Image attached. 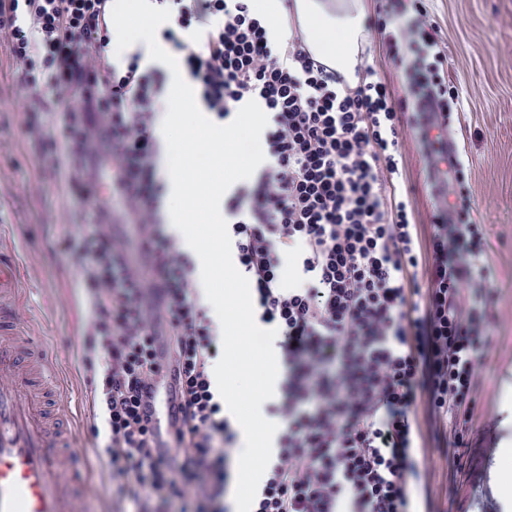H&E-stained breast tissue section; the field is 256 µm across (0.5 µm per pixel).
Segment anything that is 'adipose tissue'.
<instances>
[{"label": "adipose tissue", "instance_id": "adipose-tissue-1", "mask_svg": "<svg viewBox=\"0 0 512 512\" xmlns=\"http://www.w3.org/2000/svg\"><path fill=\"white\" fill-rule=\"evenodd\" d=\"M293 5L309 49L316 56L333 60L337 72L349 84H357V59L368 35L364 0H293ZM171 191L181 206L168 214L169 232L175 248L183 251L194 246L184 231L185 224H202L208 219L205 212L192 208V201L215 196L221 193L222 187L192 171L174 180Z\"/></svg>", "mask_w": 512, "mask_h": 512}]
</instances>
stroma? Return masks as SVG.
Listing matches in <instances>:
<instances>
[{"mask_svg":"<svg viewBox=\"0 0 512 512\" xmlns=\"http://www.w3.org/2000/svg\"><path fill=\"white\" fill-rule=\"evenodd\" d=\"M428 19L446 54L448 90L458 101L452 139L469 158L461 179L472 216L486 228L494 271V325L479 371L467 475L442 512H473L475 494L486 493L487 512H503L485 451L512 448V0H426ZM12 62L0 55V249L22 266L25 301L17 310L22 331L44 346L82 429L91 512H121L110 468L97 456L88 430L91 387L82 365L92 330L84 283L82 239L88 231L85 203L67 182L65 157L48 158L24 132L27 103L13 82ZM405 187L421 220L432 198L424 158L411 130L403 132Z\"/></svg>","mask_w":512,"mask_h":512,"instance_id":"obj_1","label":"stroma"}]
</instances>
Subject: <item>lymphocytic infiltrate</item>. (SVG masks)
Here are the masks:
<instances>
[{
    "label": "lymphocytic infiltrate",
    "instance_id": "lymphocytic-infiltrate-1",
    "mask_svg": "<svg viewBox=\"0 0 512 512\" xmlns=\"http://www.w3.org/2000/svg\"><path fill=\"white\" fill-rule=\"evenodd\" d=\"M171 17L158 39L178 54L216 123L248 101L266 113L271 158L226 203L236 268L254 316L276 329L288 381L283 422L251 512H435L433 478L465 470L490 324L482 225L452 208L465 159L448 151L444 62L424 0H387L379 29L413 103L378 75L349 87L306 48L276 35L252 0H152ZM113 0H0V46L30 101L43 156L65 154L86 204L96 162L116 164L112 210L134 224L148 263L133 268L111 225L84 240L93 295L91 372L97 455L134 512H206L223 498L239 436L211 374L222 339L158 218L164 186L154 135L165 79L142 48L114 63ZM64 108L51 128L47 96ZM431 170L429 223L403 189L404 129ZM170 380L176 411L160 439L151 402Z\"/></svg>",
    "mask_w": 512,
    "mask_h": 512
}]
</instances>
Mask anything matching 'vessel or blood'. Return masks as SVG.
Listing matches in <instances>:
<instances>
[{
	"label": "vessel or blood",
	"instance_id": "obj_1",
	"mask_svg": "<svg viewBox=\"0 0 512 512\" xmlns=\"http://www.w3.org/2000/svg\"><path fill=\"white\" fill-rule=\"evenodd\" d=\"M22 297L17 259L0 252V512H80L60 466L78 428L45 350L19 328Z\"/></svg>",
	"mask_w": 512,
	"mask_h": 512
}]
</instances>
